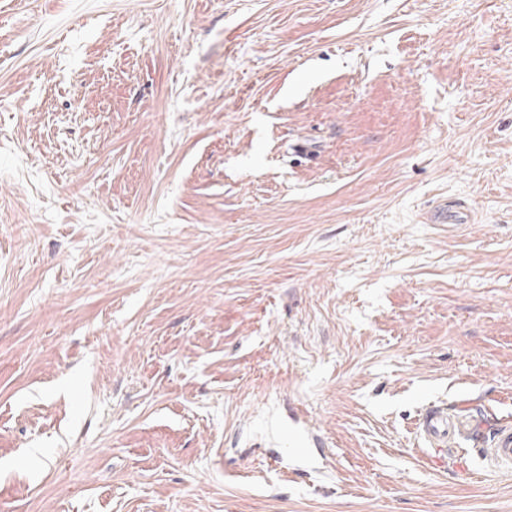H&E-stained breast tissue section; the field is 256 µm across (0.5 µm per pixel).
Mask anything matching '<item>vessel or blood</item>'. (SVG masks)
<instances>
[{
  "mask_svg": "<svg viewBox=\"0 0 512 512\" xmlns=\"http://www.w3.org/2000/svg\"><path fill=\"white\" fill-rule=\"evenodd\" d=\"M471 220L468 209L451 201L436 210L431 221L435 224H466ZM415 433L422 444L429 448L428 460L442 466L448 458L458 452V440L473 436L470 420L444 405L432 404L422 410L414 423ZM484 459L489 469L508 471L512 469V427H496L491 447Z\"/></svg>",
  "mask_w": 512,
  "mask_h": 512,
  "instance_id": "1",
  "label": "vessel or blood"
}]
</instances>
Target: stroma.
<instances>
[{
    "mask_svg": "<svg viewBox=\"0 0 512 512\" xmlns=\"http://www.w3.org/2000/svg\"><path fill=\"white\" fill-rule=\"evenodd\" d=\"M434 403L512 423V0H0V512H512ZM470 220L469 210L456 201L444 203L431 215V222L434 224H467ZM414 429L422 444L432 451L427 454L429 462L444 467L448 458L463 451L457 448L460 437H475L470 420L447 405L427 406L415 419Z\"/></svg>",
    "mask_w": 512,
    "mask_h": 512,
    "instance_id": "35a3bbf8",
    "label": "stroma"
}]
</instances>
